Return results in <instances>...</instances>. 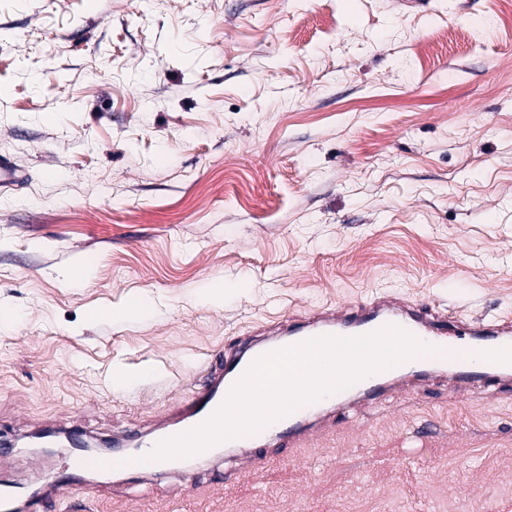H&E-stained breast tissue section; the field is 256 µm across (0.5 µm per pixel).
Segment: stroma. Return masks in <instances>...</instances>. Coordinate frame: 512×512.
<instances>
[{
  "mask_svg": "<svg viewBox=\"0 0 512 512\" xmlns=\"http://www.w3.org/2000/svg\"><path fill=\"white\" fill-rule=\"evenodd\" d=\"M499 9L0 0V156L26 173L0 190V479H64L75 512H512V456L491 455L512 443V396L479 388L394 399L210 491L165 471L68 480L58 454L40 468L26 449L46 423L102 445L145 430L205 357L313 308L395 291L450 319L512 318ZM130 299L150 315L89 316Z\"/></svg>",
  "mask_w": 512,
  "mask_h": 512,
  "instance_id": "stroma-1",
  "label": "stroma"
}]
</instances>
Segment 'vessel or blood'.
<instances>
[{"label":"vessel or blood","instance_id":"b4317fda","mask_svg":"<svg viewBox=\"0 0 512 512\" xmlns=\"http://www.w3.org/2000/svg\"><path fill=\"white\" fill-rule=\"evenodd\" d=\"M388 325L399 326L418 341L435 342L451 352L463 342L479 343L483 346L484 357L467 362L451 356L432 371L407 372L397 365L387 369L384 377H365L338 392L333 405L325 406L318 400L303 404L265 426L267 450H255L244 436L231 440V447L238 450L241 472H263L272 464L286 461V449L305 447L313 438L335 432L339 426L337 412L370 409L397 394L416 391L432 379L448 382L455 389H488L505 381L512 382L511 319L451 324L395 293L383 292L358 305L344 303L332 308H318L301 317L272 322L249 331L238 348L224 351L220 359L205 360L201 367L204 378L201 389L170 406L146 432L114 436V451L105 458L78 448L70 449L66 467L78 476L99 474L105 464L126 461L122 449L127 443H134L138 454L143 455L159 440L201 425L225 401L252 362L264 354L315 337L367 335Z\"/></svg>","mask_w":512,"mask_h":512}]
</instances>
